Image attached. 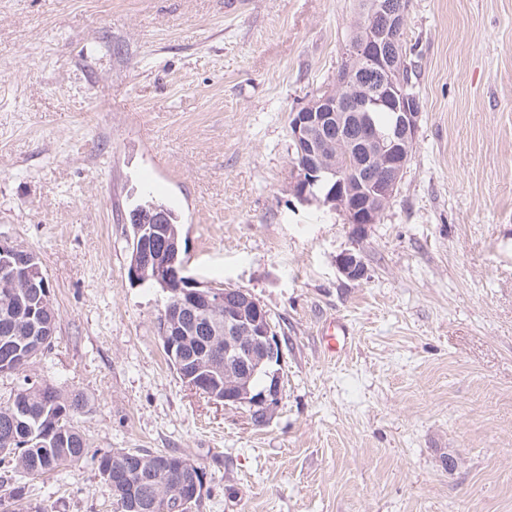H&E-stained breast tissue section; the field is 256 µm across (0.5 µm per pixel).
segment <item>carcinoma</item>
<instances>
[{"instance_id":"1","label":"carcinoma","mask_w":512,"mask_h":512,"mask_svg":"<svg viewBox=\"0 0 512 512\" xmlns=\"http://www.w3.org/2000/svg\"><path fill=\"white\" fill-rule=\"evenodd\" d=\"M131 225L130 251L148 236L157 248L173 246L174 238L180 237L179 216L164 202L145 199L129 212ZM24 303L35 311L34 320L47 324L56 317L44 310L41 300L30 294V289L19 287L12 294L0 291V373H19L30 361L43 353L48 345L34 346L28 340L29 328L17 327L5 322L4 316L18 303ZM184 374L194 377L204 386L224 394V378H209L198 372L195 360L184 361ZM86 407L83 394L73 392L63 396L50 385H37L35 391L23 399L16 395L6 403H0V456L10 457L13 472L23 475H39L52 472L62 466L81 460L87 454L86 441L73 424L74 417ZM160 453L143 448H121L97 458V470L107 486H112V471L129 468V486L135 494L119 501V512H157L146 506L150 495L147 490L161 488L170 476L146 467ZM145 463L140 468L138 464ZM5 495L11 500L10 512H47V508L25 502V486L19 482L3 480Z\"/></svg>"}]
</instances>
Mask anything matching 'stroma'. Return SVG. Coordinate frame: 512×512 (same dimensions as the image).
I'll return each instance as SVG.
<instances>
[{"mask_svg":"<svg viewBox=\"0 0 512 512\" xmlns=\"http://www.w3.org/2000/svg\"><path fill=\"white\" fill-rule=\"evenodd\" d=\"M356 0H0V240L39 258L57 332L25 381L87 400L88 453L27 478L114 512L96 460L190 458L193 512H512V0H409L422 103L391 204L298 201L289 114L334 87ZM181 218L188 273L250 293L282 344L257 426L190 390L130 281L128 212ZM360 253L363 280L337 260ZM348 333L330 357L331 326Z\"/></svg>","mask_w":512,"mask_h":512,"instance_id":"1","label":"stroma"}]
</instances>
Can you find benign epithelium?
I'll return each instance as SVG.
<instances>
[{"mask_svg": "<svg viewBox=\"0 0 512 512\" xmlns=\"http://www.w3.org/2000/svg\"><path fill=\"white\" fill-rule=\"evenodd\" d=\"M405 13L402 0H361L355 34L338 76L343 91H319L289 115L292 146L302 159L293 168L294 196L339 211L358 228L377 223L391 203L416 142L422 104L404 80L403 57L393 38L403 27ZM376 107L393 112L389 128L380 130L370 123ZM327 174L335 180L320 193L317 188ZM179 254L176 246L157 252L143 241L128 267L129 277L135 282L152 280L172 294L169 309L162 311L160 336L166 338L178 329L186 333L188 322L207 318V324L193 333L204 337L214 351L204 362L214 374L224 375V395L214 393L211 401L266 422L280 400V371L267 372L268 383L260 391H251L249 382L254 372L282 359L268 312L247 292L236 290L230 298L228 292L186 275ZM338 268L352 281L366 276L365 262L354 252L341 254ZM42 278L34 253L0 241V288L30 286ZM220 314L224 322L212 321ZM152 468L178 476L175 483L153 494V505L181 498L189 484L202 495L205 478L188 462L166 456L154 460Z\"/></svg>", "mask_w": 512, "mask_h": 512, "instance_id": "1", "label": "benign epithelium"}]
</instances>
